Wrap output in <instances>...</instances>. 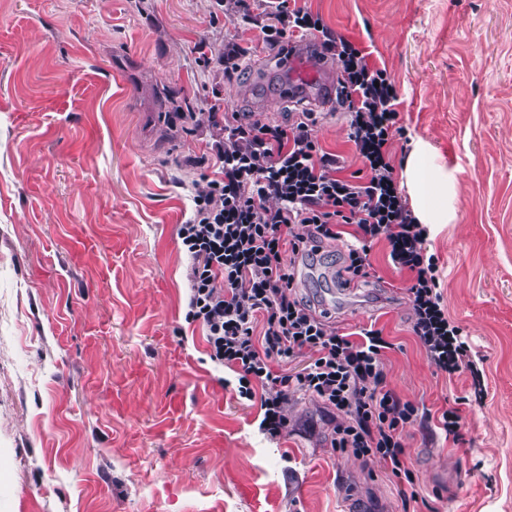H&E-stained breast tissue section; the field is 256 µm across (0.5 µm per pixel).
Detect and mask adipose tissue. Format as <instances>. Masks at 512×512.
I'll use <instances>...</instances> for the list:
<instances>
[{
  "mask_svg": "<svg viewBox=\"0 0 512 512\" xmlns=\"http://www.w3.org/2000/svg\"><path fill=\"white\" fill-rule=\"evenodd\" d=\"M402 178L417 223L431 229L440 224L456 222V172L437 161L429 142L421 138L413 140L404 161Z\"/></svg>",
  "mask_w": 512,
  "mask_h": 512,
  "instance_id": "1",
  "label": "adipose tissue"
}]
</instances>
